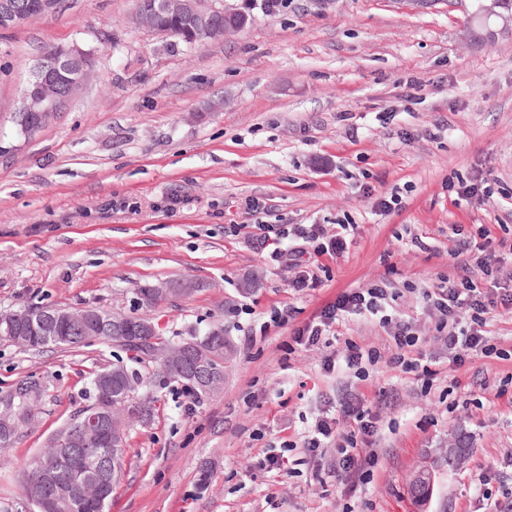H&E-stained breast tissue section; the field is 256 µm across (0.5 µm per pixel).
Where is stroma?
I'll return each mask as SVG.
<instances>
[{"mask_svg": "<svg viewBox=\"0 0 512 512\" xmlns=\"http://www.w3.org/2000/svg\"><path fill=\"white\" fill-rule=\"evenodd\" d=\"M224 5L250 24L191 50L130 27L134 0H58L0 31V311L136 310L171 337L223 325L236 348L208 398L155 375L154 418L127 432L106 512H512V403L496 395L512 391V310L493 313L498 355L458 367L423 300L457 272L451 225L512 237V19L493 18L494 39L474 42L448 0ZM72 43L94 57L87 85L20 134L30 66L45 46ZM483 178L489 196L457 195ZM251 197L268 224L346 225L342 255L311 259L318 287H289L254 238ZM176 279L201 288L136 309L137 288ZM382 283L416 323L428 373L396 367L375 322L345 320L326 347L294 343L338 294ZM350 342L377 350V363L362 376L326 370ZM124 355L0 342V395L28 377L50 386L0 467V512H30L27 465L85 405L89 373ZM347 392L377 420L366 442L376 463L353 475L352 493L333 474L335 443L306 449L319 419L350 431ZM458 445L466 461L449 466ZM424 467L435 483L421 501L412 479Z\"/></svg>", "mask_w": 512, "mask_h": 512, "instance_id": "stroma-1", "label": "stroma"}]
</instances>
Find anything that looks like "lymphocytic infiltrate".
<instances>
[{
	"mask_svg": "<svg viewBox=\"0 0 512 512\" xmlns=\"http://www.w3.org/2000/svg\"><path fill=\"white\" fill-rule=\"evenodd\" d=\"M292 233V245L285 250L273 249L270 258L287 266L289 287H316L319 278L306 263V255H341L346 241L341 235L326 234L318 224L295 225ZM478 236L480 243L476 246L467 239L457 242L453 256L458 260V275L442 279L435 288L424 292L428 308L435 317L436 339L447 348L449 360L459 366L474 353L486 357L496 354V347L487 337L488 314L497 306L512 309V268L502 261L503 255H512V241L493 238L486 224L481 225ZM395 298L393 289L378 285L348 289L339 294L318 319L296 328L294 341L308 348L319 347L326 344L329 336L335 335L336 325L345 317L371 318L391 330L393 363L407 370H418V361L409 356L419 340L414 321L387 312ZM341 408L356 427L355 432L341 436L336 446V474L347 478L370 463V455L360 451L357 438L373 433L375 424L358 399H344Z\"/></svg>",
	"mask_w": 512,
	"mask_h": 512,
	"instance_id": "f902f5d3",
	"label": "lymphocytic infiltrate"
}]
</instances>
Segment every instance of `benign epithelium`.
<instances>
[{"instance_id": "obj_1", "label": "benign epithelium", "mask_w": 512, "mask_h": 512, "mask_svg": "<svg viewBox=\"0 0 512 512\" xmlns=\"http://www.w3.org/2000/svg\"><path fill=\"white\" fill-rule=\"evenodd\" d=\"M55 0H0V29H18L33 20L51 13ZM180 17L188 23V41L197 45L207 41L212 34L216 16L227 14L222 0H155L152 9L137 5L128 15V23L134 27L166 36L170 32L156 26L155 14ZM93 71L91 53L77 44L52 45L45 49L32 69L28 85L23 91L15 121L27 134L38 131L53 115L75 97L84 87ZM61 322L97 328L111 333L123 327L125 319L103 314L89 307H68L56 314L43 313L34 317L31 312L18 308L8 313L0 312V325H10L18 333L26 334L39 325V335L54 336ZM196 353V345L172 346L153 355V363L159 367L177 365L185 355ZM42 397L38 383L30 382L24 390L23 401L32 412ZM112 380L106 378L98 391V406L86 410L81 416L80 427L74 433L64 435L49 452L50 462L42 469L37 482L28 487L26 496L35 512L49 507L51 498L60 496L55 485L57 472L69 458L72 448H84L94 441L99 445L118 449L122 446L123 431L112 422V416L123 413V407L112 405ZM125 460L112 457L90 477L84 479L78 493L92 498L105 495L107 481L121 478Z\"/></svg>"}]
</instances>
